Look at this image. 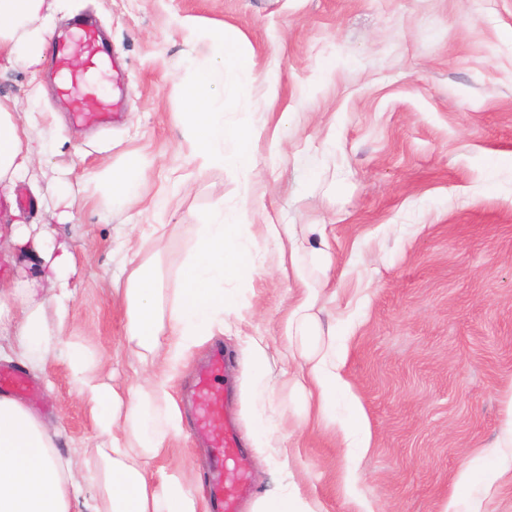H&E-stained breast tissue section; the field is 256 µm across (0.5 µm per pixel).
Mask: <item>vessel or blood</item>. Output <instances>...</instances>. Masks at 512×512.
<instances>
[{
  "instance_id": "1",
  "label": "vessel or blood",
  "mask_w": 512,
  "mask_h": 512,
  "mask_svg": "<svg viewBox=\"0 0 512 512\" xmlns=\"http://www.w3.org/2000/svg\"><path fill=\"white\" fill-rule=\"evenodd\" d=\"M51 75L56 94L65 99L75 121L103 124L116 105L107 85L115 65L95 23L74 20L64 38L54 42ZM224 352L214 349L198 371L192 394L194 431L210 448L209 499L212 512H238L250 492L249 459L239 446L236 427L224 414Z\"/></svg>"
}]
</instances>
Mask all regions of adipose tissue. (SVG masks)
Listing matches in <instances>:
<instances>
[{
	"mask_svg": "<svg viewBox=\"0 0 512 512\" xmlns=\"http://www.w3.org/2000/svg\"><path fill=\"white\" fill-rule=\"evenodd\" d=\"M56 0H0V59L21 60L39 70L53 28ZM211 43L217 59L202 68L188 60L194 80L187 92L184 137L191 158L202 166L230 167L242 175L254 169L253 129L225 124L224 115L239 110L253 96L257 82L252 53L225 44L223 33L194 30ZM223 87L222 99L210 92ZM33 160L32 138L21 128L11 104L0 101V187L26 179ZM247 207H217L208 223L197 225L195 238L179 271L177 285L164 287L154 255L166 243L156 225L154 254L133 258L122 290L125 339L138 349L142 369L126 393L117 392L94 374L82 351H73L69 369L73 383L87 400L105 442L94 457L76 466L56 450L57 434L16 399L0 396V512H203L178 471L150 470L149 464L181 437L182 413L168 383L184 354L204 338L223 330L226 314L242 305L236 284L254 270L247 226ZM47 264L64 308L73 256L66 245L46 237L35 248ZM319 293L309 287L304 299L289 309L283 324L286 346L315 339L297 365L299 387L316 392L317 411L336 421V333L319 335L312 310ZM12 361L33 371L39 366L32 346L51 351L57 343L43 306L22 303L15 326Z\"/></svg>",
	"mask_w": 512,
	"mask_h": 512,
	"instance_id": "1",
	"label": "adipose tissue"
}]
</instances>
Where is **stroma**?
Listing matches in <instances>:
<instances>
[{"label": "stroma", "mask_w": 512, "mask_h": 512, "mask_svg": "<svg viewBox=\"0 0 512 512\" xmlns=\"http://www.w3.org/2000/svg\"><path fill=\"white\" fill-rule=\"evenodd\" d=\"M86 14L125 67L124 110L111 127L71 124L46 91L29 100L47 71L0 65V100H18L17 122L33 114L31 134L47 143L0 222L52 235L76 268L58 314L44 301L46 271L0 236L7 285H28L49 327L65 325L25 400L57 428L61 452L80 461L103 441L70 381L71 349L117 360L118 388L139 369L114 288L134 252L151 256L152 225L167 230L158 265L170 288L196 225L240 200V174L198 167L182 136L192 78L182 59L211 60L189 38L207 27L232 36L258 69L249 106L224 115L255 130L256 266L239 284L241 310L215 337L230 356L242 436L262 419L284 438L276 464L254 462L255 495L286 484L316 512H512V447L497 445L512 396V0H60L56 31ZM131 156L143 168V201L129 209L87 175ZM61 177L82 203L68 224L54 200L33 193ZM164 197L170 205L158 206ZM268 224L291 225L305 277L327 285L314 313L336 329L343 393L332 429L280 375L283 321L302 290L279 271ZM317 224L328 227L330 258L315 253ZM258 337L269 345L270 383L255 401L248 342ZM354 407L363 449L343 444ZM204 455L185 435L155 464L179 469L198 493ZM475 465L504 476L457 498Z\"/></svg>", "instance_id": "obj_1"}]
</instances>
